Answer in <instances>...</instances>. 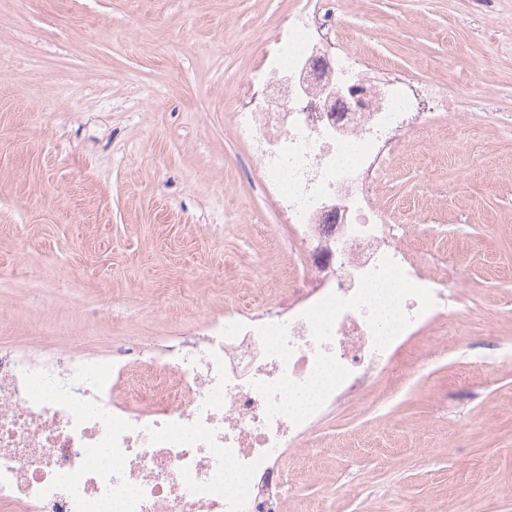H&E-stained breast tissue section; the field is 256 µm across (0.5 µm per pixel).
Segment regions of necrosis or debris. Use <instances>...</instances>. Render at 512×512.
Returning a JSON list of instances; mask_svg holds the SVG:
<instances>
[{"mask_svg":"<svg viewBox=\"0 0 512 512\" xmlns=\"http://www.w3.org/2000/svg\"><path fill=\"white\" fill-rule=\"evenodd\" d=\"M340 21L333 0H299L234 111L302 243L290 289L269 316L231 301L160 349L0 345L5 512H286L284 451L307 456L299 440L329 407L366 399L412 339L458 314L461 281L432 271L378 194L406 137L458 118L440 90L422 112L411 78L349 48L329 57ZM386 281L394 325L370 294Z\"/></svg>","mask_w":512,"mask_h":512,"instance_id":"4bbe7bcc","label":"necrosis or debris"}]
</instances>
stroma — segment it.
Returning a JSON list of instances; mask_svg holds the SVG:
<instances>
[{"label": "stroma", "instance_id": "35a3bbf8", "mask_svg": "<svg viewBox=\"0 0 512 512\" xmlns=\"http://www.w3.org/2000/svg\"><path fill=\"white\" fill-rule=\"evenodd\" d=\"M295 0H0V344L90 354L173 339L286 287L288 221L232 130ZM356 52L455 94L477 124L407 138L394 223L471 309L431 355L331 407L283 454L288 512H512V0H339Z\"/></svg>", "mask_w": 512, "mask_h": 512}]
</instances>
